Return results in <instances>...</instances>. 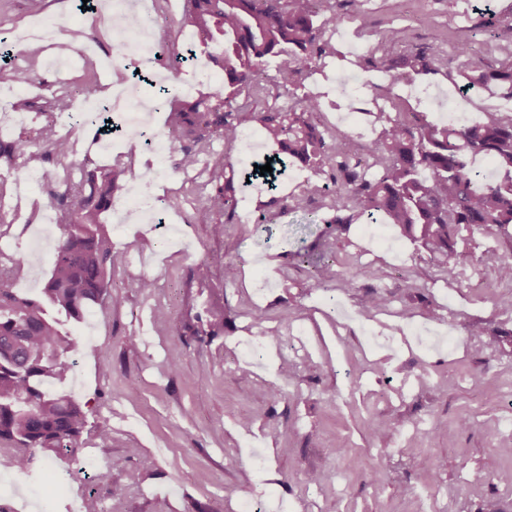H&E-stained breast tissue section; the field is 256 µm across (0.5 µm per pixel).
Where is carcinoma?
<instances>
[{
	"instance_id": "cac0c4a2",
	"label": "carcinoma",
	"mask_w": 512,
	"mask_h": 512,
	"mask_svg": "<svg viewBox=\"0 0 512 512\" xmlns=\"http://www.w3.org/2000/svg\"><path fill=\"white\" fill-rule=\"evenodd\" d=\"M335 18L321 15L313 0H184L180 25L193 28L213 47L207 63L224 76V89L196 98L177 97L161 86L158 94L165 124L178 154L177 168L195 167L202 154L213 156L208 180L199 191L191 220L210 224L220 233L232 223L241 186L225 175L224 155L213 143L233 144L241 129L261 125L276 146L279 164L271 173H255V181L276 190L282 169L302 166L329 169L339 190L334 198L347 217L310 220L317 224H350L358 218L370 222L385 216L419 248L446 265L467 258L455 250V236L469 229L512 227V112H502L483 125L434 127L425 118L409 122L404 113L388 119L380 146L371 150L372 163L361 165L338 159L314 123L321 103L309 96L288 107L257 112L253 98L268 86L264 66L278 59L274 84L285 90L303 84L308 69L319 65L327 46L318 32ZM366 64L386 73L390 81L415 75L437 74L447 67L442 56L423 51L399 57L369 52ZM30 70L0 67V83L23 85ZM472 86H497L512 96V63L500 68H477ZM99 86L90 81L78 92L57 91L46 100L47 111L72 113L77 95L92 97ZM68 140L53 125L41 131L40 141L19 137L0 142V159L11 164L17 177L36 155L65 158ZM480 155L499 171L491 180L469 168L468 158ZM121 171L85 163L79 180L64 182L51 193V204L63 213L65 229L55 247L51 276L41 296H20L0 287V442L21 448H41L54 455H73L87 424V413L67 395L44 389L48 382L65 383L71 372L68 353L79 339L62 333L58 316L81 321L102 303L110 288L109 270L114 256L104 214L112 209L124 186ZM201 333L224 331V309L205 311Z\"/></svg>"
}]
</instances>
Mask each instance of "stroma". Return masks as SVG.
Here are the masks:
<instances>
[{
	"label": "stroma",
	"instance_id": "stroma-1",
	"mask_svg": "<svg viewBox=\"0 0 512 512\" xmlns=\"http://www.w3.org/2000/svg\"><path fill=\"white\" fill-rule=\"evenodd\" d=\"M364 9L366 29L338 0L334 27L319 33L335 49L325 72H351L368 83L353 121L336 110L318 115L327 142L338 146L361 134L380 143L398 99L437 119L436 110L407 97L403 84L366 68L353 51L360 42L390 55L427 50L447 57L449 74L415 84L444 105L460 106L469 122L489 121L506 103L505 95L481 89L465 100L458 89L474 65L512 63V0H365ZM42 13L64 29H85L95 51L112 50L110 25L97 23L81 0H44ZM56 53L42 44L24 91L36 106L24 122L0 131V140L46 126L39 101L85 76L81 63L66 75L48 70L45 60ZM75 133L74 153L27 162L28 178L9 179L0 161L7 198L23 197L20 211L0 223V281L30 297L39 296L54 263L31 247L54 212L50 191L77 178L88 152L100 165L129 153L123 144L101 150L93 126L77 124ZM175 160L167 156L166 175L153 184L173 219L168 234L106 213L117 257L109 296L85 321L65 324L66 332L104 351L81 355L64 392L87 410L79 459L97 458L109 476L72 479L67 459L36 448L31 494L50 497L66 484L77 494L91 489L105 512H237L247 495L288 502L290 512H303L308 498L324 503L325 512H484L490 498L500 512H512V441L502 436L512 427L503 419L512 403V310L499 304L512 294V281L496 272L512 257V239L495 230H459L456 248L471 259L447 270L393 227L377 235L359 219L327 230L334 210L321 188L331 174L310 169L305 186L283 178L280 192L290 204L283 213L265 208L262 187L246 188L244 212L218 236L210 225L191 222L197 186L175 170ZM315 215L322 223H312ZM304 253L310 263L301 261ZM20 255L23 269L7 272L9 258ZM203 260L208 287H186L190 269ZM229 261L238 269L231 282L224 279ZM316 265L336 270L351 287L314 278ZM143 277L153 282L146 293L136 286ZM374 293L386 298L389 314L366 308ZM115 295L121 305H113ZM211 299L224 306V331L193 335L194 316ZM159 309L167 325L156 323ZM473 323L484 335H470ZM294 327L303 330L302 343L276 341L261 363L244 357L251 339ZM371 329L379 342L368 341ZM284 361L292 365L285 376L276 371ZM102 419L112 426L106 440L93 428ZM377 420L386 426L375 434ZM255 451L267 460L260 475L249 461ZM116 485L121 496L109 497Z\"/></svg>",
	"mask_w": 512,
	"mask_h": 512
}]
</instances>
